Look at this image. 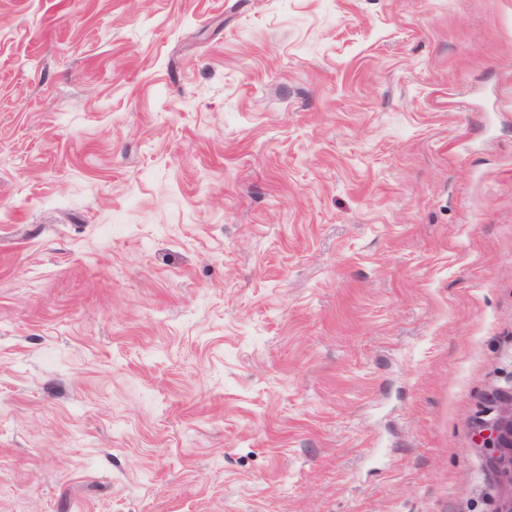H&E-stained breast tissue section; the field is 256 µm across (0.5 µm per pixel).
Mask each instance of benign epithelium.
<instances>
[{
	"instance_id": "obj_1",
	"label": "benign epithelium",
	"mask_w": 512,
	"mask_h": 512,
	"mask_svg": "<svg viewBox=\"0 0 512 512\" xmlns=\"http://www.w3.org/2000/svg\"><path fill=\"white\" fill-rule=\"evenodd\" d=\"M479 435L500 491L497 512H512V391L496 397L479 423Z\"/></svg>"
}]
</instances>
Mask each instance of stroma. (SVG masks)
I'll return each mask as SVG.
<instances>
[{
    "instance_id": "1",
    "label": "stroma",
    "mask_w": 512,
    "mask_h": 512,
    "mask_svg": "<svg viewBox=\"0 0 512 512\" xmlns=\"http://www.w3.org/2000/svg\"><path fill=\"white\" fill-rule=\"evenodd\" d=\"M512 0H0V512H496Z\"/></svg>"
}]
</instances>
